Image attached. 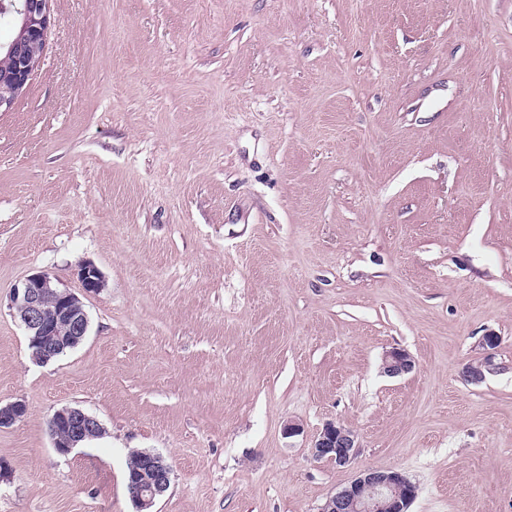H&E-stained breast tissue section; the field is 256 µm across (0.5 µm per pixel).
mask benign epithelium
Segmentation results:
<instances>
[{
    "label": "benign epithelium",
    "instance_id": "1",
    "mask_svg": "<svg viewBox=\"0 0 512 512\" xmlns=\"http://www.w3.org/2000/svg\"><path fill=\"white\" fill-rule=\"evenodd\" d=\"M50 0H12L3 6L19 22V36L13 42L0 46L12 58L10 85L0 83V112L9 110L14 100L26 87L38 68L41 57L29 52L30 44H46L52 23ZM78 276L84 293L95 294L105 285L104 277L96 265L84 262L79 265ZM11 309L24 327L32 358L45 364L68 344H78L87 336L89 320L82 300L74 293L59 288L47 273H37L17 284L11 294ZM499 338L483 337L486 355L482 362L468 367L472 382L484 379V371L494 368V350ZM415 360L405 350L392 348L382 359L383 373L396 377L411 372ZM26 413L21 402L0 405V429L10 426ZM48 428L53 448L66 455L87 439L105 432L100 421L80 408L65 407L49 419ZM359 448L355 432L342 424L329 422L317 435L311 448L312 456L326 459L338 467L353 463ZM143 469L132 473L127 489L136 512H143L155 505L171 485V468L158 453L150 450L139 452ZM417 489L397 471L366 468L359 472L349 485L330 497L323 512H408Z\"/></svg>",
    "mask_w": 512,
    "mask_h": 512
}]
</instances>
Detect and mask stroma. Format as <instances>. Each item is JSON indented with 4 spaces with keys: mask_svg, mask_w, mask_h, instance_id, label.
Segmentation results:
<instances>
[{
    "mask_svg": "<svg viewBox=\"0 0 512 512\" xmlns=\"http://www.w3.org/2000/svg\"><path fill=\"white\" fill-rule=\"evenodd\" d=\"M50 10L0 112V401L27 406L0 512H136L144 449L172 469L153 512H321L365 467L409 512H512V0ZM85 261L89 333L36 363L12 289L83 294ZM64 407L105 432L62 456ZM330 420L352 467L310 455ZM78 276L85 294H96L105 285L101 271L91 262L79 265ZM498 344V336L488 335L483 337L482 345L487 352L486 355L482 358V362L468 367L467 377L471 382L482 381L485 377L484 370L486 369V371H491L494 368L495 364L493 363V355L494 350L498 347ZM414 367L415 360L403 349L392 348L386 351L382 359L383 373L390 377L410 373Z\"/></svg>",
    "mask_w": 512,
    "mask_h": 512,
    "instance_id": "stroma-1",
    "label": "stroma"
}]
</instances>
